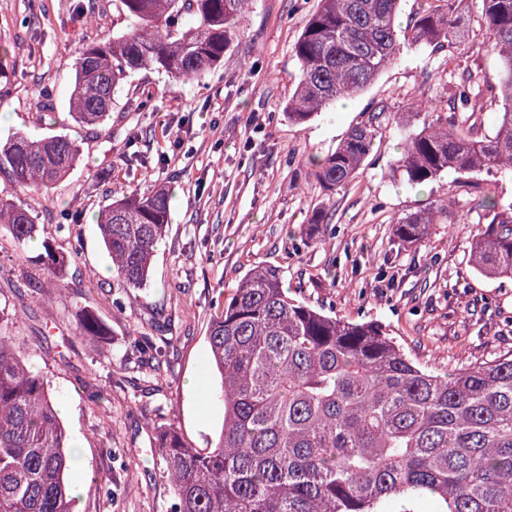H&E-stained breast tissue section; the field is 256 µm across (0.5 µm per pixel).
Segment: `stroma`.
Masks as SVG:
<instances>
[{"mask_svg":"<svg viewBox=\"0 0 512 512\" xmlns=\"http://www.w3.org/2000/svg\"><path fill=\"white\" fill-rule=\"evenodd\" d=\"M316 0H254L223 66L204 81L182 83L157 71L133 75L116 96L105 128L68 113L76 52L111 39L123 25L114 0H0V138L63 132L81 148L79 164L53 189V204L15 191L0 171V195L15 193L47 229L62 209L82 218L58 240H79V258L59 288L22 287L30 257L16 260L0 230V323L39 369L78 449L67 483L78 512H170L172 490L154 454L157 408L197 448L210 446L224 416L206 339L218 300L258 265L280 267L291 296L325 313L377 320L405 352L443 373L512 351V278H488L469 263L477 232L476 199L459 174L426 187L396 172V128L383 130L345 189L313 180L314 159L334 151L371 105L386 102L409 129L423 118L415 100L442 99L448 69L495 80L491 56L445 47L405 48L366 90L318 113L288 121L299 77L291 47ZM152 92L156 108L137 101ZM171 189V224L146 288L123 292L93 222L126 188ZM446 200L455 223L436 224L421 246L397 244L395 218ZM331 232L304 246L315 213ZM107 329L76 334L77 310ZM165 340L160 367L127 354L132 335ZM98 385L99 403L86 398Z\"/></svg>","mask_w":512,"mask_h":512,"instance_id":"stroma-1","label":"stroma"}]
</instances>
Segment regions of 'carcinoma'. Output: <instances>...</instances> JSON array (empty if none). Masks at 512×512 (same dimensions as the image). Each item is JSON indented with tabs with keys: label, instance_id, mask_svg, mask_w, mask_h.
Returning <instances> with one entry per match:
<instances>
[{
	"label": "carcinoma",
	"instance_id": "carcinoma-1",
	"mask_svg": "<svg viewBox=\"0 0 512 512\" xmlns=\"http://www.w3.org/2000/svg\"><path fill=\"white\" fill-rule=\"evenodd\" d=\"M461 0H440L402 32L400 0H318L294 42L299 81L288 120L309 122L370 85L404 46H448L495 57L496 82L448 74V99L420 107L421 130L403 135L397 172L426 186L441 172L512 174V0H481L486 40L468 42ZM250 0H119L125 27L81 48L73 62L69 113L103 125L115 90L143 70L199 80L224 64ZM501 103L491 135L470 117ZM397 113L380 102L336 150L314 163L327 192L351 182ZM80 146L59 133L33 139L15 132L0 143V170L13 185L43 195L77 165ZM474 270L512 277V205L486 196L477 204ZM170 218L159 187L128 190L103 207L96 227L125 290L141 289ZM449 218L448 202L393 224L402 245L425 241ZM0 228L18 259L39 277L24 286H62L78 248L56 246L53 233L13 199L0 195ZM80 336H104L87 309L76 313ZM207 342L220 375L224 419L215 446H192L173 422L155 442L173 490V512H383L386 502L428 499L436 512H512V352L444 375L416 362L381 322L328 315L288 295L281 270L249 271L218 304ZM165 347L143 336L132 352L161 361ZM69 437L41 372L12 337L0 333V512H73L65 481Z\"/></svg>",
	"mask_w": 512,
	"mask_h": 512
}]
</instances>
